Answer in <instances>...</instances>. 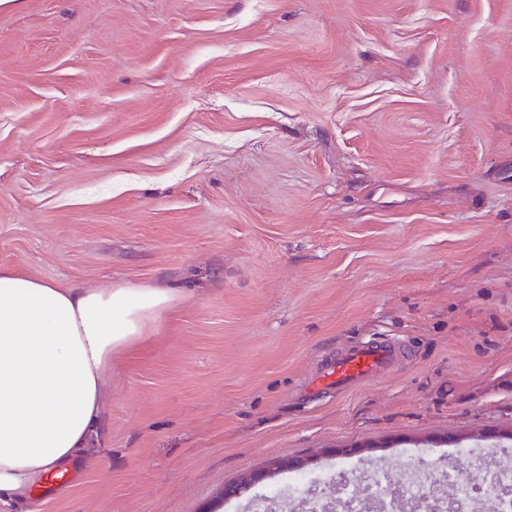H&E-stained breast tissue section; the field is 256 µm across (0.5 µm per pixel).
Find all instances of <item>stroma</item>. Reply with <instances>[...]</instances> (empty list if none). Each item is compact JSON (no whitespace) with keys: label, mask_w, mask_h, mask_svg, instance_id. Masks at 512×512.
I'll return each instance as SVG.
<instances>
[{"label":"stroma","mask_w":512,"mask_h":512,"mask_svg":"<svg viewBox=\"0 0 512 512\" xmlns=\"http://www.w3.org/2000/svg\"><path fill=\"white\" fill-rule=\"evenodd\" d=\"M0 268L184 289L76 481L7 512H251L243 472L367 444L403 480L508 460L512 0H5ZM375 338L385 372L313 393ZM274 474V469L267 468L247 471V474L224 487V501L243 498L257 486L271 479Z\"/></svg>","instance_id":"35a3bbf8"}]
</instances>
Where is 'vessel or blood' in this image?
Segmentation results:
<instances>
[{
    "label": "vessel or blood",
    "mask_w": 512,
    "mask_h": 512,
    "mask_svg": "<svg viewBox=\"0 0 512 512\" xmlns=\"http://www.w3.org/2000/svg\"><path fill=\"white\" fill-rule=\"evenodd\" d=\"M397 347L385 340H373L352 348L330 361L319 378L323 386L346 387L382 372L397 355Z\"/></svg>",
    "instance_id": "b4317fda"
}]
</instances>
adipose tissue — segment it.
Segmentation results:
<instances>
[{
    "label": "adipose tissue",
    "instance_id": "1",
    "mask_svg": "<svg viewBox=\"0 0 512 512\" xmlns=\"http://www.w3.org/2000/svg\"><path fill=\"white\" fill-rule=\"evenodd\" d=\"M183 295L77 288L0 268V512L96 436L112 358Z\"/></svg>",
    "mask_w": 512,
    "mask_h": 512
}]
</instances>
